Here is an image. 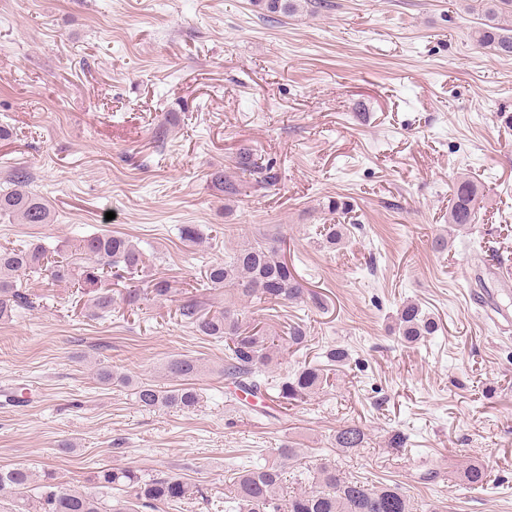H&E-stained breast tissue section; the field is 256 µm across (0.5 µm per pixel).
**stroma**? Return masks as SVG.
I'll use <instances>...</instances> for the list:
<instances>
[{
	"label": "stroma",
	"instance_id": "35a3bbf8",
	"mask_svg": "<svg viewBox=\"0 0 512 512\" xmlns=\"http://www.w3.org/2000/svg\"><path fill=\"white\" fill-rule=\"evenodd\" d=\"M330 2L270 22L254 0H0V125L12 130L0 188L25 169L55 213L0 220V249L111 233L172 287L153 304L112 276L83 289L21 278L34 305L0 322V468L49 469L85 491L105 465L172 474L203 495L158 512H224L231 470L290 441L309 466L335 460L439 512H512V284L497 277L512 269V57L476 47L472 0ZM243 151L278 181L228 202L212 175H235ZM463 177L478 201L458 232L448 211ZM187 224L202 243L182 239ZM332 224L347 233L328 248ZM274 236L321 300L241 306L247 322L306 328L309 348L275 372L331 345L350 357L275 420L225 400L223 343L174 316L192 288L204 309L223 308V290L201 285L207 266ZM100 288L114 297L102 317L85 305ZM407 300L440 323L413 346L395 321ZM178 355L203 365L192 411L141 410L130 388L96 378L106 366L158 382ZM352 421L368 447L336 452ZM464 459L487 485L469 488ZM427 464L440 476L422 484Z\"/></svg>",
	"mask_w": 512,
	"mask_h": 512
}]
</instances>
